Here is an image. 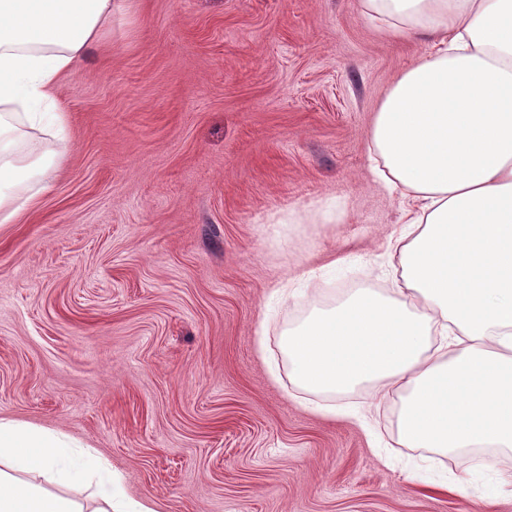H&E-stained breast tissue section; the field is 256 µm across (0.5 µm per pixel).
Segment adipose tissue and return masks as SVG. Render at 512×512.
Instances as JSON below:
<instances>
[{"label":"adipose tissue","instance_id":"ef3b65f1","mask_svg":"<svg viewBox=\"0 0 512 512\" xmlns=\"http://www.w3.org/2000/svg\"><path fill=\"white\" fill-rule=\"evenodd\" d=\"M362 13L427 52L390 85L370 151L412 202L391 249L404 279L359 288L280 334L291 383L336 396L364 385L398 401L397 444L464 463L512 455V0H360ZM128 0H0V223L33 211L65 161L32 156L76 63ZM153 512L66 436L0 417V512Z\"/></svg>","mask_w":512,"mask_h":512}]
</instances>
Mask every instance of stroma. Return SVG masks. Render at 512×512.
<instances>
[{
	"label": "stroma",
	"mask_w": 512,
	"mask_h": 512,
	"mask_svg": "<svg viewBox=\"0 0 512 512\" xmlns=\"http://www.w3.org/2000/svg\"><path fill=\"white\" fill-rule=\"evenodd\" d=\"M424 51L359 0H133L67 82L38 209L0 223V417L156 512H512V460L394 447L395 404L299 392L278 347L400 284L369 132Z\"/></svg>",
	"instance_id": "obj_1"
}]
</instances>
